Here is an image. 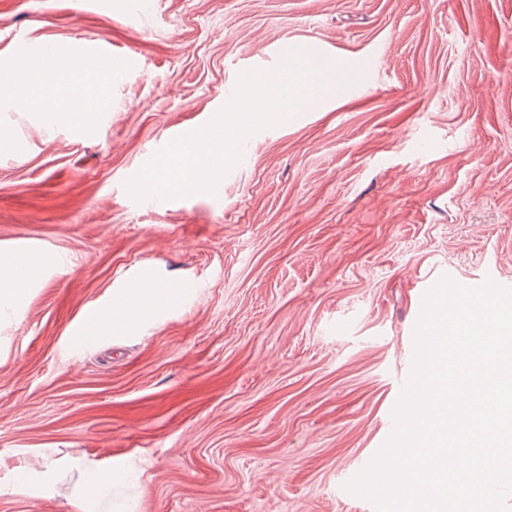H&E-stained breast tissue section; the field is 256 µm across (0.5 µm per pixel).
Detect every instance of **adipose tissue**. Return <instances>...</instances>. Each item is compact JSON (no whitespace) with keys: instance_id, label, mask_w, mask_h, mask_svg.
I'll use <instances>...</instances> for the list:
<instances>
[{"instance_id":"1","label":"adipose tissue","mask_w":512,"mask_h":512,"mask_svg":"<svg viewBox=\"0 0 512 512\" xmlns=\"http://www.w3.org/2000/svg\"><path fill=\"white\" fill-rule=\"evenodd\" d=\"M72 65L75 76L72 83L61 90H50L41 83L44 70ZM101 68H89L85 63H68L66 57L46 54L32 62L26 79L32 89L31 109L39 112L47 122L66 118L80 125L92 124L99 110V97L86 94L87 87H101L107 80ZM45 258L35 252L13 250L0 253V309L15 303L43 274ZM176 300L173 289L164 288L149 281L139 282L137 287L125 289L111 305L91 313L79 334L80 341L91 342L106 335L122 334L151 322L156 315L170 307ZM68 465L82 469L81 496L86 512H112V489L123 480V470H102L86 464L82 458L71 457Z\"/></svg>"}]
</instances>
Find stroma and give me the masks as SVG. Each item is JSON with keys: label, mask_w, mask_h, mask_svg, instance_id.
<instances>
[{"label": "stroma", "mask_w": 512, "mask_h": 512, "mask_svg": "<svg viewBox=\"0 0 512 512\" xmlns=\"http://www.w3.org/2000/svg\"><path fill=\"white\" fill-rule=\"evenodd\" d=\"M121 3L0 0V70L23 37L126 71L90 127L0 99V252L49 260L0 312V512H84L77 470L12 483L72 454L128 470L123 512H375L347 485L393 432L421 289L512 284V0H145V26ZM296 43L381 74L245 138L214 192L129 195ZM143 277L198 290L80 342ZM52 468L42 461L30 462L27 466L16 471L14 481L20 485H33L45 493L51 486L50 472Z\"/></svg>", "instance_id": "35a3bbf8"}]
</instances>
